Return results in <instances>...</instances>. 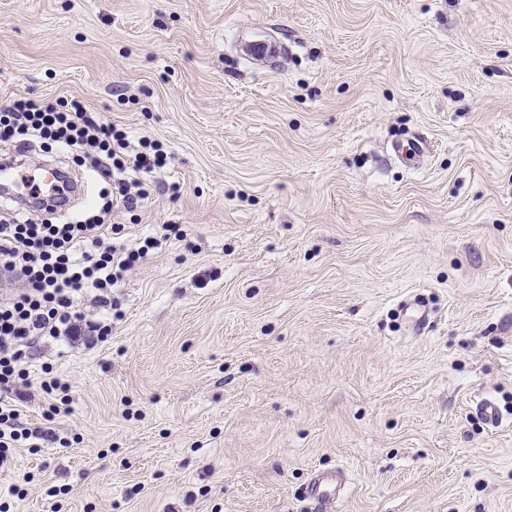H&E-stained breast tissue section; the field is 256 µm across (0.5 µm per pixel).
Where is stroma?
Segmentation results:
<instances>
[{
  "instance_id": "obj_1",
  "label": "stroma",
  "mask_w": 512,
  "mask_h": 512,
  "mask_svg": "<svg viewBox=\"0 0 512 512\" xmlns=\"http://www.w3.org/2000/svg\"><path fill=\"white\" fill-rule=\"evenodd\" d=\"M18 95L162 141L112 221L179 231L107 341L34 350L70 402L29 388L62 442L11 449V512H306L327 471L332 512H512V0H0ZM42 373L43 376L39 377L37 384L49 400L45 417L52 420L61 412H67L69 388L65 382H62L59 377L53 374V368L42 367ZM341 489L340 478L336 473L318 474L313 480L309 496L315 500V512H328Z\"/></svg>"
}]
</instances>
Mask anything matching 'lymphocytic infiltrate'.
Wrapping results in <instances>:
<instances>
[{
    "instance_id": "lymphocytic-infiltrate-1",
    "label": "lymphocytic infiltrate",
    "mask_w": 512,
    "mask_h": 512,
    "mask_svg": "<svg viewBox=\"0 0 512 512\" xmlns=\"http://www.w3.org/2000/svg\"><path fill=\"white\" fill-rule=\"evenodd\" d=\"M0 142L40 143L68 151L73 161L95 174L100 189L83 215L57 224H40L15 213L0 224V269L19 281L0 300V462L9 449L37 451L57 443L53 428H26L20 404L30 387V351L41 341L68 344L104 342L112 334V289L142 263L163 239L147 236L139 246L121 245L123 225L112 213H131L148 198L147 183L167 165L162 142L131 141L128 131L89 111L79 98L41 102L21 96L0 108ZM93 292L103 313L87 317L79 296Z\"/></svg>"
}]
</instances>
